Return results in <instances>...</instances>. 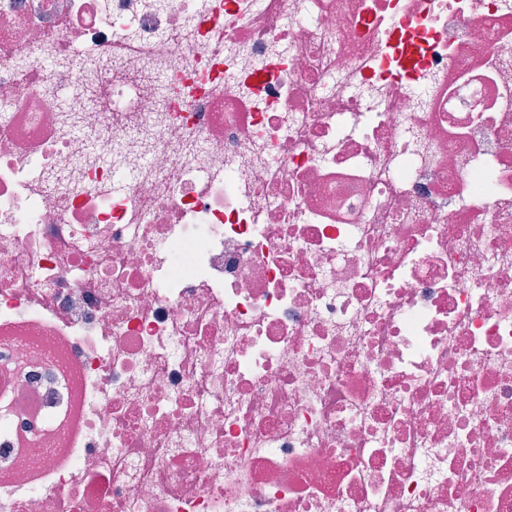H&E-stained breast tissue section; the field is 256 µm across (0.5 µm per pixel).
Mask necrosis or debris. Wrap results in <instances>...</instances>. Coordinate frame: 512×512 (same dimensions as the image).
I'll return each mask as SVG.
<instances>
[{
  "mask_svg": "<svg viewBox=\"0 0 512 512\" xmlns=\"http://www.w3.org/2000/svg\"><path fill=\"white\" fill-rule=\"evenodd\" d=\"M0 512H512V0H0Z\"/></svg>",
  "mask_w": 512,
  "mask_h": 512,
  "instance_id": "necrosis-or-debris-1",
  "label": "necrosis or debris"
}]
</instances>
